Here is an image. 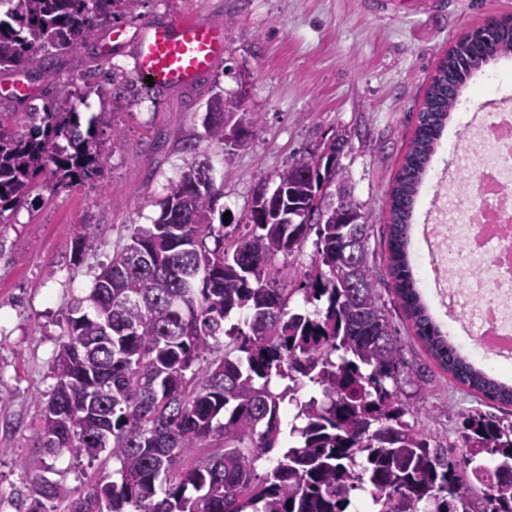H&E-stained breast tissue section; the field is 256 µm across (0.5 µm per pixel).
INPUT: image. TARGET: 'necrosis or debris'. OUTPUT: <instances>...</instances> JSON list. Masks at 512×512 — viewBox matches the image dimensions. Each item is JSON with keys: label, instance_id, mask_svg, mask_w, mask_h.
Returning <instances> with one entry per match:
<instances>
[{"label": "necrosis or debris", "instance_id": "4bbe7bcc", "mask_svg": "<svg viewBox=\"0 0 512 512\" xmlns=\"http://www.w3.org/2000/svg\"><path fill=\"white\" fill-rule=\"evenodd\" d=\"M467 145L450 148L454 171L472 182L451 185L439 174L434 186L444 216L433 233L450 266L444 283L459 304L461 324H474L470 346L498 363L502 357L485 336L512 335V113L475 112L462 105Z\"/></svg>", "mask_w": 512, "mask_h": 512}]
</instances>
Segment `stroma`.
Here are the masks:
<instances>
[{
  "instance_id": "1",
  "label": "stroma",
  "mask_w": 512,
  "mask_h": 512,
  "mask_svg": "<svg viewBox=\"0 0 512 512\" xmlns=\"http://www.w3.org/2000/svg\"><path fill=\"white\" fill-rule=\"evenodd\" d=\"M512 17V0H441L438 8L403 0L392 15L364 0H142L134 14L115 16L95 45L59 56L55 81L96 86L81 120L109 115L99 130L100 172L92 180L51 193L33 192L0 223V393L9 399L0 415V512L24 481L21 462L35 446L38 396L50 391V367L72 296L91 287L116 246L160 213V203L190 166L206 163L221 190L218 208L237 223L259 184L336 134L347 143L340 157L355 199L373 230L369 249L379 272L386 314L399 330L408 367L402 400L424 409L427 429L460 448L463 414L475 397L452 381L411 337L386 273L387 193L413 136L425 92L437 66L469 30L494 17ZM207 19L224 28V58L186 88L158 89L136 75L130 48L106 50L111 32H134L154 21ZM113 68L120 83L106 80ZM503 83L486 92L474 75L464 94L479 104L512 103V56L490 62ZM217 93L239 97L262 115L247 146L234 150L209 140L203 117ZM120 142H113V131ZM433 207L422 185L411 230L414 265L430 267L424 227ZM89 229L95 244L78 251Z\"/></svg>"
}]
</instances>
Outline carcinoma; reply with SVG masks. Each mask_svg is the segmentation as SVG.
Returning a JSON list of instances; mask_svg holds the SVG:
<instances>
[{
	"label": "carcinoma",
	"mask_w": 512,
	"mask_h": 512,
	"mask_svg": "<svg viewBox=\"0 0 512 512\" xmlns=\"http://www.w3.org/2000/svg\"><path fill=\"white\" fill-rule=\"evenodd\" d=\"M140 0H0V71L49 77L53 60L93 41L117 8ZM512 54V22L493 18L439 63L389 193L386 257L399 305L436 364L489 410L464 417L458 457L405 419L404 348L390 323L368 241L372 225L339 163L318 152L277 173L278 195L255 198L248 231L231 235L204 166L182 173L151 226L117 247L84 296L67 306L39 400L35 452L22 462L27 512H348L358 489L375 512H512V386L490 377L437 324L408 258L419 189L472 73ZM84 97L55 84L23 121L0 111V223L36 188L56 191L99 170L97 121L81 128ZM206 135L224 141L241 101L216 94ZM315 233L304 272L272 264ZM214 240L209 248L207 239ZM355 281L344 275L346 260ZM296 292L313 311L289 309ZM235 310L243 324L226 325ZM226 338L224 351L210 340ZM288 380L279 393L270 378ZM323 398L303 401L305 382ZM296 437L279 457L282 404ZM68 454L91 472L78 493L48 460ZM119 468L110 471L107 462Z\"/></svg>",
	"instance_id": "cac0c4a2"
}]
</instances>
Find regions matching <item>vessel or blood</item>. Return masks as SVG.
Masks as SVG:
<instances>
[{
	"label": "vessel or blood",
	"mask_w": 512,
	"mask_h": 512,
	"mask_svg": "<svg viewBox=\"0 0 512 512\" xmlns=\"http://www.w3.org/2000/svg\"><path fill=\"white\" fill-rule=\"evenodd\" d=\"M132 45L138 78L184 88L222 61L224 30L209 21L165 20L141 27Z\"/></svg>",
	"instance_id": "1"
}]
</instances>
